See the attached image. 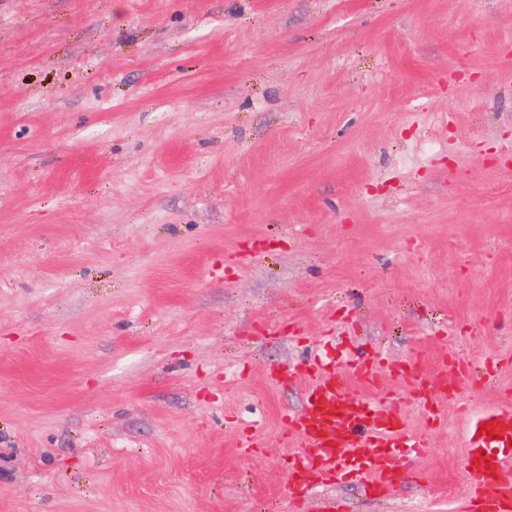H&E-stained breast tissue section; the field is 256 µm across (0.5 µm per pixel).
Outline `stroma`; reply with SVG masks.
<instances>
[{
    "label": "stroma",
    "instance_id": "obj_1",
    "mask_svg": "<svg viewBox=\"0 0 512 512\" xmlns=\"http://www.w3.org/2000/svg\"><path fill=\"white\" fill-rule=\"evenodd\" d=\"M329 338L426 444L386 493L290 491ZM490 409L512 0H0V512H465ZM350 374L357 376L367 387L377 385V375L383 364L370 358H358L346 364Z\"/></svg>",
    "mask_w": 512,
    "mask_h": 512
}]
</instances>
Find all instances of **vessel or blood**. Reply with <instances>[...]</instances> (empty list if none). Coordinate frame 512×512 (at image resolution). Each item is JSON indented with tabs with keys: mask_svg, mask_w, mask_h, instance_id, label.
<instances>
[{
	"mask_svg": "<svg viewBox=\"0 0 512 512\" xmlns=\"http://www.w3.org/2000/svg\"><path fill=\"white\" fill-rule=\"evenodd\" d=\"M379 361L358 358L346 371L316 372L307 392L303 418H287L305 447L288 461L291 482L305 475L351 476L368 481L381 491L394 481L402 465L391 447L401 431V415L388 394L359 397L346 387V374L366 386L377 384ZM493 424L495 438L481 435L480 428ZM464 459L472 480L468 512H512V413L488 410L472 417Z\"/></svg>",
	"mask_w": 512,
	"mask_h": 512,
	"instance_id": "1",
	"label": "vessel or blood"
}]
</instances>
